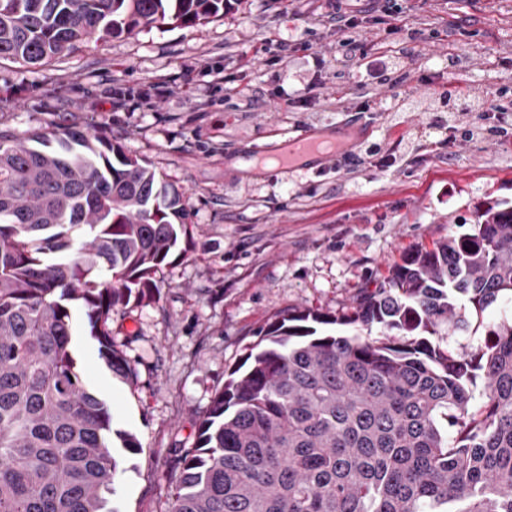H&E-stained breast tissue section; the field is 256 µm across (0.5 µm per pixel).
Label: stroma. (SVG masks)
<instances>
[{
  "label": "stroma",
  "instance_id": "stroma-1",
  "mask_svg": "<svg viewBox=\"0 0 512 512\" xmlns=\"http://www.w3.org/2000/svg\"><path fill=\"white\" fill-rule=\"evenodd\" d=\"M355 24L337 33L336 11ZM391 63L362 80L341 39ZM495 93L499 135L478 101ZM449 94L451 108L440 105ZM371 124L350 155L280 173L274 134ZM77 126L120 142L183 195L195 246L162 268L153 299L116 309V377L74 305L72 343L114 429L133 433L115 512H165L179 459L232 368L294 309L350 310L403 255L471 233L477 212L512 206V0H241L201 25L146 27L41 67L0 62V131L22 139ZM501 300L470 316L452 348L483 346Z\"/></svg>",
  "mask_w": 512,
  "mask_h": 512
}]
</instances>
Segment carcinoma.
<instances>
[{"label":"carcinoma","instance_id":"obj_1","mask_svg":"<svg viewBox=\"0 0 512 512\" xmlns=\"http://www.w3.org/2000/svg\"><path fill=\"white\" fill-rule=\"evenodd\" d=\"M238 2L0 0V60L41 66ZM188 219L182 193L102 133H0V512H114L117 455L139 444L83 379L72 303L106 366L132 378L107 321L193 250ZM509 295L512 207L494 204L472 233L365 284L353 312L288 313L200 420L166 512H512V317L476 351L442 347L439 330ZM375 324L398 336L360 334Z\"/></svg>","mask_w":512,"mask_h":512}]
</instances>
